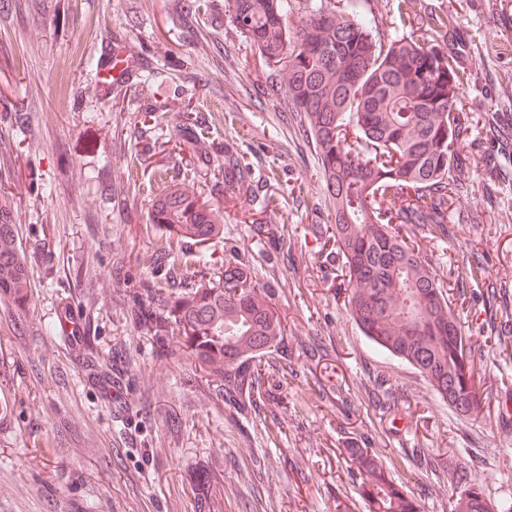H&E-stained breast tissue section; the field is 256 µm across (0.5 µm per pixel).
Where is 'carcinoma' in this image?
Instances as JSON below:
<instances>
[{
    "label": "carcinoma",
    "mask_w": 512,
    "mask_h": 512,
    "mask_svg": "<svg viewBox=\"0 0 512 512\" xmlns=\"http://www.w3.org/2000/svg\"><path fill=\"white\" fill-rule=\"evenodd\" d=\"M350 0H233L232 22L257 52L269 76L288 75V105L315 149L333 222L320 233L341 259L347 311L363 335L416 368L452 407L476 405L468 337L455 317L448 279L402 231L448 232L470 169L457 164L455 145L480 118L457 104L462 76L450 38L426 41L434 27L429 4L410 11L394 0L405 34L382 41L349 12ZM302 15L299 26L288 16ZM208 154L196 124H179ZM224 185L255 194L250 163L224 142ZM152 223L198 248L199 269L178 277L169 267L130 295V320L159 353L176 334L206 381L224 389V404L244 414L267 370L286 367L271 353L284 326L269 304V285L250 261L220 263L207 252L224 233L190 183L169 184L153 199ZM31 288L18 254L15 225L0 224V299L26 308ZM362 475L358 495L368 512H418L382 460L349 449ZM456 512H490L479 493L461 491Z\"/></svg>",
    "instance_id": "cac0c4a2"
}]
</instances>
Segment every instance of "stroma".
<instances>
[{"instance_id": "stroma-1", "label": "stroma", "mask_w": 512, "mask_h": 512, "mask_svg": "<svg viewBox=\"0 0 512 512\" xmlns=\"http://www.w3.org/2000/svg\"><path fill=\"white\" fill-rule=\"evenodd\" d=\"M432 2L437 36H453L475 82L462 102L481 120L458 140L473 170L462 222L418 242L448 271L475 252L482 274L455 282L466 298L455 315L464 335L484 337L512 322V138L497 134H512V26L494 21L493 0ZM229 3L208 0L185 21L181 0H0V137L13 145L0 152L13 196L0 222L15 226L31 282L25 310L0 300V512H337L357 497L348 438L421 512H455L464 482L491 506L512 502V347L475 346L477 406L462 413L363 336L317 241L330 202L313 146L289 120L285 77L267 79ZM106 44L139 65L107 93L86 65ZM148 107L165 136L149 153ZM184 109L214 141L207 160L177 129ZM228 139L251 162L257 196L225 189ZM161 163L177 180L194 167L224 225L215 258L248 257L274 289L288 372L264 379L247 415L225 411L218 387L176 356L178 338L160 355L127 316L141 280L191 254L150 220L142 186L162 191ZM65 310L80 321L75 347L55 331ZM116 346L128 359L117 386L104 378ZM380 382L390 407L369 398Z\"/></svg>"}]
</instances>
